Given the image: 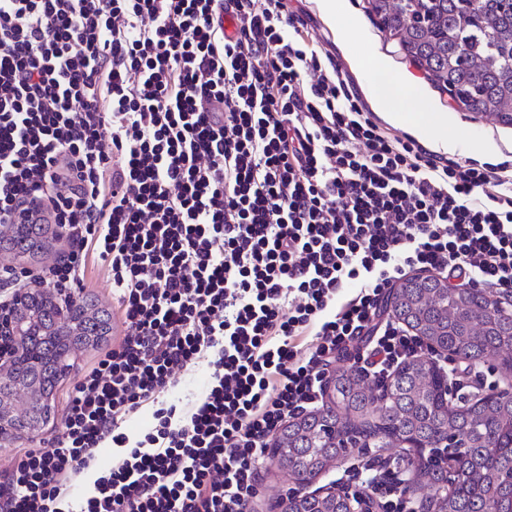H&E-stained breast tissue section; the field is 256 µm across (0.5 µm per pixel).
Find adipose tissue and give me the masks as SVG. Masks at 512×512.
Instances as JSON below:
<instances>
[{
	"label": "adipose tissue",
	"instance_id": "1",
	"mask_svg": "<svg viewBox=\"0 0 512 512\" xmlns=\"http://www.w3.org/2000/svg\"><path fill=\"white\" fill-rule=\"evenodd\" d=\"M353 62L356 71L364 78L366 92L391 121L414 135L435 139L445 151L453 153L469 147L470 142L466 139L436 137L435 131L444 123V116L434 114L430 118H423L415 106L414 82L393 74L376 54L369 51L357 54Z\"/></svg>",
	"mask_w": 512,
	"mask_h": 512
}]
</instances>
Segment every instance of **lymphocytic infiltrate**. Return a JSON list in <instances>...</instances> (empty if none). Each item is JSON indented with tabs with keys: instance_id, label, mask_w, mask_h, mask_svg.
<instances>
[{
	"instance_id": "1",
	"label": "lymphocytic infiltrate",
	"mask_w": 512,
	"mask_h": 512,
	"mask_svg": "<svg viewBox=\"0 0 512 512\" xmlns=\"http://www.w3.org/2000/svg\"><path fill=\"white\" fill-rule=\"evenodd\" d=\"M506 170L381 129L288 0H0V224L36 200L67 243L0 289L64 295L101 265L123 325L61 436L0 474V512H251L331 365L382 383L422 352L381 310L410 272L512 294ZM202 362L199 398L166 404Z\"/></svg>"
}]
</instances>
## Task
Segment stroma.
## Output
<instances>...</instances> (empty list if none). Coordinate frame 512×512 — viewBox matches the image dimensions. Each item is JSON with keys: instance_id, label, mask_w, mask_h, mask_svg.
<instances>
[{"instance_id": "obj_1", "label": "stroma", "mask_w": 512, "mask_h": 512, "mask_svg": "<svg viewBox=\"0 0 512 512\" xmlns=\"http://www.w3.org/2000/svg\"><path fill=\"white\" fill-rule=\"evenodd\" d=\"M348 2L363 28L362 39L351 42L339 38L320 14L315 0H291L290 8L307 22L318 48L335 55L341 66L343 78L352 82L357 79L350 64L351 56L366 49L375 52L386 62L392 73L411 77L416 82L419 89L418 105L421 109L447 114L448 125L443 130L444 135H453L461 131L476 132L477 144L471 153L472 159L482 163L504 162L512 167V126L494 123L480 114L462 110L447 92L432 85L423 71L399 51L393 41L387 40L369 20L365 11L366 0H348ZM99 355V349L91 348L70 357L69 374L60 380L52 401L51 415L38 434L31 435L13 430L6 436L0 437V470L9 467L21 449L34 447L58 435L69 387L78 374L92 365ZM435 355L438 358L447 359L449 365L456 368L457 358L448 357L446 351L436 350ZM509 377H512V371L502 368L494 360L464 372L456 368L454 375L455 380L459 382L462 394L468 400L485 396L492 388L503 387L506 378ZM401 457V451L396 448H372L366 452L354 449L336 466L317 476L307 485L299 484L287 473L278 470L272 461H265L260 474L262 495L255 502L253 512H281L279 503L284 493L298 495L314 493L318 488L328 487L330 483L338 481L343 474L354 473L374 462L380 463L384 470L399 473Z\"/></svg>"}]
</instances>
